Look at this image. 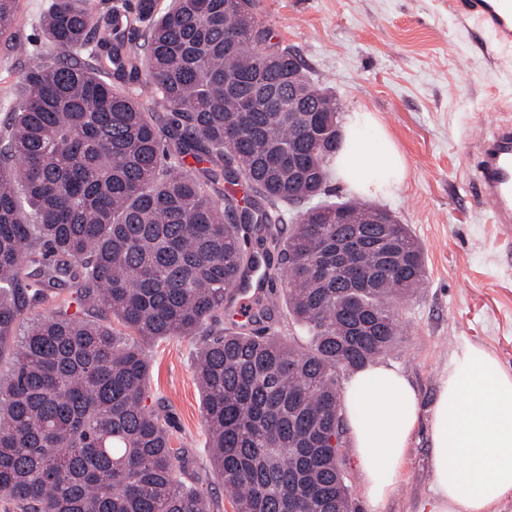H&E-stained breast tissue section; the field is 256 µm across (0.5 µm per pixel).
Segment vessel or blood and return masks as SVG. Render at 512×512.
<instances>
[{
  "instance_id": "obj_1",
  "label": "vessel or blood",
  "mask_w": 512,
  "mask_h": 512,
  "mask_svg": "<svg viewBox=\"0 0 512 512\" xmlns=\"http://www.w3.org/2000/svg\"><path fill=\"white\" fill-rule=\"evenodd\" d=\"M451 6L498 43L512 46V0H451ZM475 174L470 179L476 205L488 207L499 228H512V120L493 124L475 145Z\"/></svg>"
}]
</instances>
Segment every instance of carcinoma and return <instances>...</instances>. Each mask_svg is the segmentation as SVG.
<instances>
[{
    "mask_svg": "<svg viewBox=\"0 0 512 512\" xmlns=\"http://www.w3.org/2000/svg\"><path fill=\"white\" fill-rule=\"evenodd\" d=\"M82 2L50 0L59 55L24 71L0 134V512H220L147 405L148 348L173 336L198 340L212 471L235 512H353L338 369L397 346L393 305L423 287L422 247L357 199L311 204L329 193L336 99L302 70L291 99L295 54L251 0H137L97 20ZM16 9L0 0V35ZM338 234L361 238L360 260L321 257ZM386 240L406 262L380 271ZM355 274L369 285L348 292ZM256 275L273 298L215 329ZM281 298L309 345L270 325Z\"/></svg>",
    "mask_w": 512,
    "mask_h": 512,
    "instance_id": "obj_1",
    "label": "carcinoma"
}]
</instances>
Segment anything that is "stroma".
Segmentation results:
<instances>
[{
    "mask_svg": "<svg viewBox=\"0 0 512 512\" xmlns=\"http://www.w3.org/2000/svg\"><path fill=\"white\" fill-rule=\"evenodd\" d=\"M47 3L18 0L14 25L0 36V129L20 99L23 72L56 54L39 26ZM254 10L335 97L339 118L361 107L375 112L407 160L398 194L368 202L408 225L423 249L426 284L396 303L402 335L380 358L416 387L420 425L378 508L364 497L352 456L343 467L356 512H415L431 493L428 428L449 357L473 343L512 370V247L488 209L468 199L470 141L512 113V52H497L493 35L452 12L448 0H254ZM195 354L188 338L151 346L150 401L165 406L174 447L202 470L211 454Z\"/></svg>",
    "mask_w": 512,
    "mask_h": 512,
    "instance_id": "obj_1",
    "label": "stroma"
}]
</instances>
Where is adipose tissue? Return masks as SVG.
Masks as SVG:
<instances>
[{
    "instance_id": "adipose-tissue-1",
    "label": "adipose tissue",
    "mask_w": 512,
    "mask_h": 512,
    "mask_svg": "<svg viewBox=\"0 0 512 512\" xmlns=\"http://www.w3.org/2000/svg\"><path fill=\"white\" fill-rule=\"evenodd\" d=\"M406 162L374 113L348 115L336 178L362 195L392 194ZM353 456L372 506L390 495L420 422V398L400 371L358 372L342 400ZM433 493L418 512H498L512 497V371L481 346L453 353L429 425Z\"/></svg>"
}]
</instances>
